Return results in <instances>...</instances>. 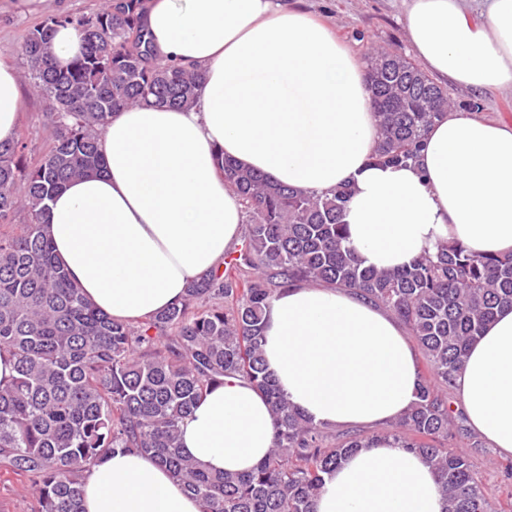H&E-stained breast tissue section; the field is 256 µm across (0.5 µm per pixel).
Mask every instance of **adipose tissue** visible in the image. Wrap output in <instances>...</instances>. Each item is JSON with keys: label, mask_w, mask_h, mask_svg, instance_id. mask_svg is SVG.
<instances>
[{"label": "adipose tissue", "mask_w": 512, "mask_h": 512, "mask_svg": "<svg viewBox=\"0 0 512 512\" xmlns=\"http://www.w3.org/2000/svg\"><path fill=\"white\" fill-rule=\"evenodd\" d=\"M422 66L477 92L512 90V0H403ZM145 27L166 63L198 70L194 106L137 104L104 128L103 172L67 183L47 228L72 281L100 310L136 322L178 303L221 266L243 206L218 154L321 193L353 188L344 212L364 266L398 268L458 241L512 253V125L449 109L415 161L374 163L379 128L352 51L281 0H148ZM25 111L18 72L0 57V142ZM264 353L291 403L328 427L373 426L416 399L417 357L400 325L349 291L299 285L266 314ZM470 428L512 455V307L497 311L456 380ZM273 419L247 381L225 379L180 431L207 470L247 472L273 446ZM84 512H201L155 459L115 452L85 474ZM317 512H442L436 478L392 439L349 455L325 478Z\"/></svg>", "instance_id": "obj_1"}]
</instances>
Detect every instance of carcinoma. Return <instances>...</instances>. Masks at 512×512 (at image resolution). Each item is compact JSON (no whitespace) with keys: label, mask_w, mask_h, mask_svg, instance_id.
Returning a JSON list of instances; mask_svg holds the SVG:
<instances>
[{"label":"carcinoma","mask_w":512,"mask_h":512,"mask_svg":"<svg viewBox=\"0 0 512 512\" xmlns=\"http://www.w3.org/2000/svg\"><path fill=\"white\" fill-rule=\"evenodd\" d=\"M145 9V0H104L90 13L48 18L24 37L51 146L28 169L21 143L0 144V224L20 207L31 215L17 232L0 229V355L16 372L0 387V471L36 487L38 512H82L85 473L120 449L168 468L202 512H316L326 475L376 437L348 433L328 444L325 426L288 400L263 342L276 295L323 283L369 299L407 327L425 369L416 401L387 436L424 457L445 512H491L470 455L448 447L451 438L482 448L448 391L483 326L512 305V253L442 242L400 269L365 267L343 223L350 186L306 193L221 153L218 168L247 217L243 245L226 254L224 270L191 281L179 304L137 326L97 309L70 280L45 231L53 195L103 167L99 136L118 112L151 98L172 108L196 101L200 75L157 60ZM60 25L83 40L65 67L51 45ZM366 83L379 122L372 159L405 164L448 107V92L390 52L371 58ZM235 377L265 397L274 445L247 473L210 474L180 454V424L208 387Z\"/></svg>","instance_id":"cac0c4a2"}]
</instances>
